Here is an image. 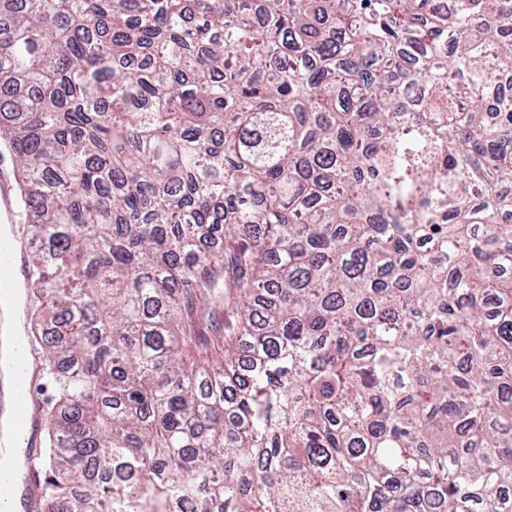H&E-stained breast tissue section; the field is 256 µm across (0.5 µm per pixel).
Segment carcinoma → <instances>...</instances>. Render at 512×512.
Instances as JSON below:
<instances>
[{
    "mask_svg": "<svg viewBox=\"0 0 512 512\" xmlns=\"http://www.w3.org/2000/svg\"><path fill=\"white\" fill-rule=\"evenodd\" d=\"M509 76L512 0H0L46 512H512Z\"/></svg>",
    "mask_w": 512,
    "mask_h": 512,
    "instance_id": "1",
    "label": "carcinoma"
}]
</instances>
